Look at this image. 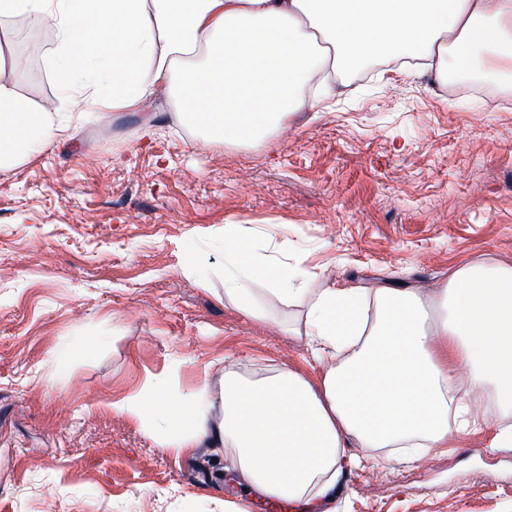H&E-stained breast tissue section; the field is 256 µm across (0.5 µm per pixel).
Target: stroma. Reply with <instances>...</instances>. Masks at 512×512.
<instances>
[{
  "label": "stroma",
  "instance_id": "35a3bbf8",
  "mask_svg": "<svg viewBox=\"0 0 512 512\" xmlns=\"http://www.w3.org/2000/svg\"><path fill=\"white\" fill-rule=\"evenodd\" d=\"M7 28L38 72L20 92L37 105L53 94L69 116L48 64L54 32ZM335 83L318 111L256 145L198 147L161 98L90 113L0 170V512H215L231 488L252 512H293L235 486L208 446L162 448L111 408L160 378L179 397L223 367L319 381L286 329L296 306L257 291L272 314L261 322L225 302V225L316 272V288L390 271L431 285L474 259L512 263V80L465 93L371 63ZM476 414L450 447L346 467L334 512H512L493 388Z\"/></svg>",
  "mask_w": 512,
  "mask_h": 512
}]
</instances>
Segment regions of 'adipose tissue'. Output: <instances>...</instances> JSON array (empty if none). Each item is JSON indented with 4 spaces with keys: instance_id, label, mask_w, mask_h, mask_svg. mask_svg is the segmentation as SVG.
<instances>
[{
    "instance_id": "adipose-tissue-1",
    "label": "adipose tissue",
    "mask_w": 512,
    "mask_h": 512,
    "mask_svg": "<svg viewBox=\"0 0 512 512\" xmlns=\"http://www.w3.org/2000/svg\"><path fill=\"white\" fill-rule=\"evenodd\" d=\"M19 17L51 24L50 66L75 110L135 109L163 91L208 144L264 141L317 106L310 91L330 69L423 59L442 79L474 66L512 78V0H0V23ZM62 129L54 108L0 76V170ZM257 284L301 302L289 331L325 362L319 384L288 369L227 371L182 399L155 383L113 412L164 421L167 448L229 451L236 483L309 512L334 500L347 445L447 447L489 386L492 445L512 446L511 264L468 262L430 288L392 273L375 287L315 288L225 225L224 299L263 321Z\"/></svg>"
}]
</instances>
